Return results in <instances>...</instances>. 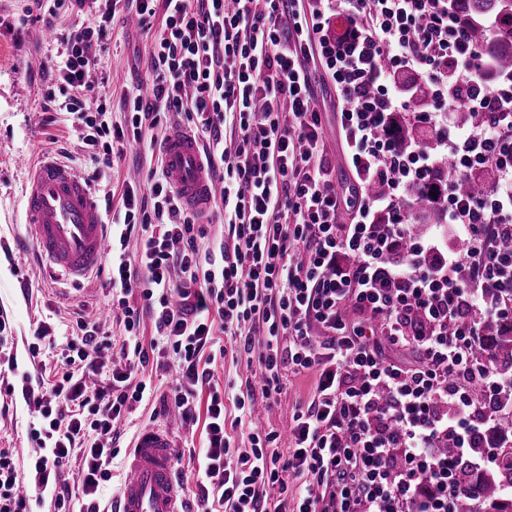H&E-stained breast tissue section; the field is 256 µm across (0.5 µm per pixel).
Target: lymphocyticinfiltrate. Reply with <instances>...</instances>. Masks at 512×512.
<instances>
[{"mask_svg": "<svg viewBox=\"0 0 512 512\" xmlns=\"http://www.w3.org/2000/svg\"><path fill=\"white\" fill-rule=\"evenodd\" d=\"M49 17L89 12L62 35L46 100L70 114L98 181L125 146L156 149L167 114H183L221 183L219 250L183 208L163 165L126 184L112 213L109 285L114 342L77 316L52 383L23 385L42 422L27 467L54 512H101L116 424L153 390L138 372L175 370L167 402L203 420L190 451L202 512H455L459 467L500 465L477 436L512 418V367L486 343L512 323V69L495 71L453 0H310L302 19L284 0H39ZM151 32V73L120 100L123 120L94 93L92 47L117 10ZM318 64L337 93L339 134L353 182L337 186L323 117L311 92ZM432 103L412 108L417 88ZM478 122L449 124L451 103ZM496 173L479 193L462 181ZM426 206L448 229L425 238L411 213ZM153 332L144 336L142 325ZM258 325L261 339L243 333ZM322 329L325 340L314 339ZM226 336L257 356L253 388L280 394L286 373L311 372L314 395L292 420L295 448L276 432L236 448L212 346ZM401 351L415 354L408 365ZM453 443L452 452L442 449ZM81 452L80 493L58 480ZM0 512H29L12 449L0 448Z\"/></svg>", "mask_w": 512, "mask_h": 512, "instance_id": "lymphocytic-infiltrate-1", "label": "lymphocytic infiltrate"}]
</instances>
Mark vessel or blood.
Here are the masks:
<instances>
[{"instance_id":"vessel-or-blood-1","label":"vessel or blood","mask_w":512,"mask_h":512,"mask_svg":"<svg viewBox=\"0 0 512 512\" xmlns=\"http://www.w3.org/2000/svg\"><path fill=\"white\" fill-rule=\"evenodd\" d=\"M171 185L185 208L207 213L217 184L193 133L176 127L160 144ZM24 224L42 262L82 285L99 271L110 249L102 203L74 167L43 157L29 168L22 191ZM177 446L169 428L141 429L126 452L124 478L110 512H189L176 479Z\"/></svg>"}]
</instances>
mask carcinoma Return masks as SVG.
<instances>
[{
	"label": "carcinoma",
	"mask_w": 512,
	"mask_h": 512,
	"mask_svg": "<svg viewBox=\"0 0 512 512\" xmlns=\"http://www.w3.org/2000/svg\"><path fill=\"white\" fill-rule=\"evenodd\" d=\"M469 32L475 43L483 48L494 45L496 65H512V0H464ZM488 16L502 18L498 36L490 38L483 26ZM486 341L498 355L512 364V331L505 332L498 326L488 328ZM459 480L469 493L456 505L457 512H512V499L502 496L501 487L512 482V461L493 472H482L471 467L459 471Z\"/></svg>",
	"instance_id": "carcinoma-1"
}]
</instances>
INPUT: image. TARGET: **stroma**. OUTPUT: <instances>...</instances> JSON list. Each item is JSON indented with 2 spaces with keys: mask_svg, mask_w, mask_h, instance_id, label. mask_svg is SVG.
Instances as JSON below:
<instances>
[{
  "mask_svg": "<svg viewBox=\"0 0 512 512\" xmlns=\"http://www.w3.org/2000/svg\"><path fill=\"white\" fill-rule=\"evenodd\" d=\"M36 0H0V311L6 313L13 336L12 353L19 372L9 375L15 387L8 414L0 416V448H32L29 427L36 417L31 414L20 393L23 373L39 375L52 361V349H45L40 359H32L29 346L34 341L38 321L54 327L55 336L68 333L79 305L107 312L112 291L107 275L96 279L93 289L77 291L54 284L29 254L16 249L24 235L21 189L25 165L51 154L62 162L84 171L90 167L89 152L77 138L69 121L51 118L44 109V66L57 59L60 35L82 24V17L63 14L52 25L38 20ZM148 33L115 17L105 48L97 52L96 77L101 94L120 100L137 79L148 73ZM314 98L326 114V148L330 157L342 154L336 113V93L323 72L313 77ZM150 152L134 149L124 153L111 171L98 182L100 193L121 195L125 184L144 178ZM312 373L287 374L284 388L274 399L255 395L253 406L259 423L277 431L280 453L294 446L291 416L298 405L307 403L313 392ZM171 426L182 448H201L204 440L201 423L182 421L169 410L153 411L141 405L133 410L122 428L126 439L151 423Z\"/></svg>",
  "mask_w": 512,
  "mask_h": 512,
  "instance_id": "obj_1",
  "label": "stroma"
}]
</instances>
